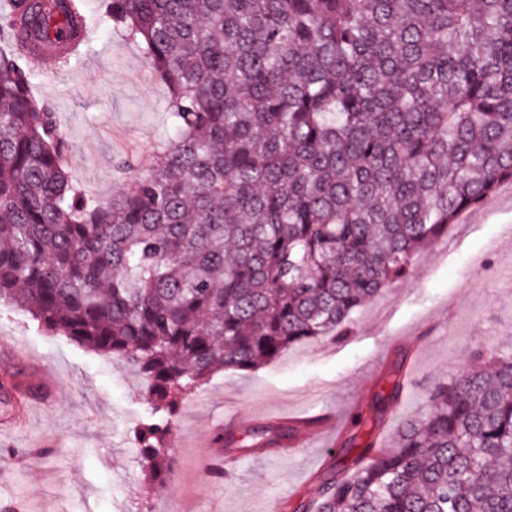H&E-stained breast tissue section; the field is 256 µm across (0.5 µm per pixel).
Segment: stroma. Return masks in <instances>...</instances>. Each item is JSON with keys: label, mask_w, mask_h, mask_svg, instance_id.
Returning <instances> with one entry per match:
<instances>
[{"label": "stroma", "mask_w": 512, "mask_h": 512, "mask_svg": "<svg viewBox=\"0 0 512 512\" xmlns=\"http://www.w3.org/2000/svg\"><path fill=\"white\" fill-rule=\"evenodd\" d=\"M30 67L67 137L71 176L91 199L131 183L118 159L145 168L166 143L167 87L120 33L90 30L85 52L60 73ZM450 230L414 258L407 280L351 314L346 335L293 346L253 371L216 372L186 396L171 467L152 487L133 447L134 427L149 417L143 380L0 303V380H25L21 351L58 385L51 405L0 433V512H293L316 498L330 463L349 462L371 437L392 447L423 413L425 389L467 367L473 350L512 353V181ZM398 371L405 385L392 404L383 396ZM358 413L365 423L356 427ZM319 415L323 428L299 451L238 443L249 429ZM219 427L232 461L217 475L205 442Z\"/></svg>", "instance_id": "obj_1"}]
</instances>
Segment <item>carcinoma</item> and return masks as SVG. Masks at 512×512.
I'll list each match as a JSON object with an SVG mask.
<instances>
[{
    "instance_id": "1",
    "label": "carcinoma",
    "mask_w": 512,
    "mask_h": 512,
    "mask_svg": "<svg viewBox=\"0 0 512 512\" xmlns=\"http://www.w3.org/2000/svg\"><path fill=\"white\" fill-rule=\"evenodd\" d=\"M91 0L0 8V301L145 382L152 480L182 399L336 332L512 181V0H98L168 87V143L105 202L26 44ZM396 449L331 463L295 512H512V356L425 390Z\"/></svg>"
}]
</instances>
